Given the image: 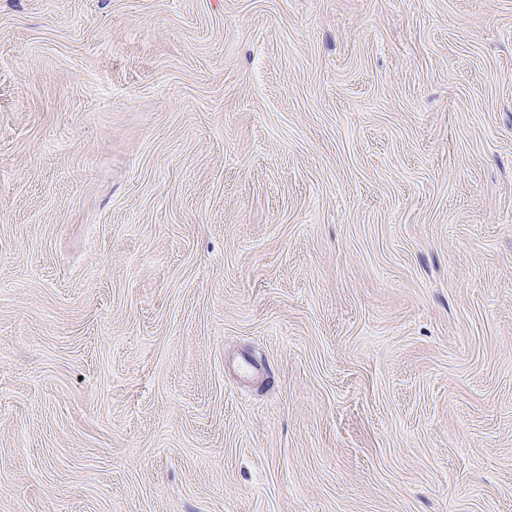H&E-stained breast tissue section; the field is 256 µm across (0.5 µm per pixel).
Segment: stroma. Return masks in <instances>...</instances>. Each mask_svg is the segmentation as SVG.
<instances>
[{"label": "stroma", "mask_w": 512, "mask_h": 512, "mask_svg": "<svg viewBox=\"0 0 512 512\" xmlns=\"http://www.w3.org/2000/svg\"><path fill=\"white\" fill-rule=\"evenodd\" d=\"M0 512H512V0H0Z\"/></svg>", "instance_id": "stroma-1"}]
</instances>
